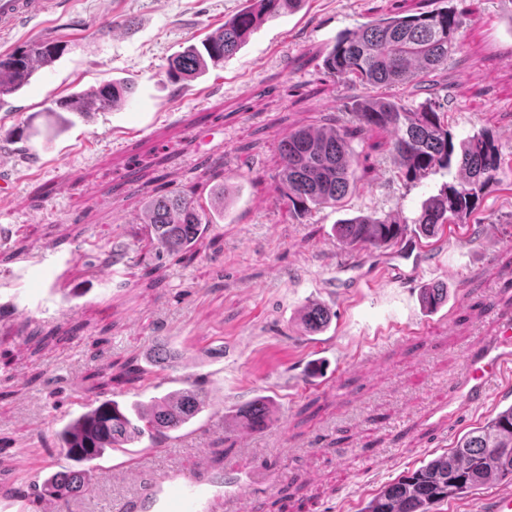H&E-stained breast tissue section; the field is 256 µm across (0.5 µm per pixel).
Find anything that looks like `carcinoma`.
I'll list each match as a JSON object with an SVG mask.
<instances>
[{
  "mask_svg": "<svg viewBox=\"0 0 512 512\" xmlns=\"http://www.w3.org/2000/svg\"><path fill=\"white\" fill-rule=\"evenodd\" d=\"M244 2L246 6L200 44L189 45L168 59L165 75L169 81L192 79L206 70L208 63L224 62L265 19L291 9L300 0ZM464 25L463 13L444 8L372 21L336 39L323 59L324 73L373 90L375 95L363 99L342 125L333 118L328 126L295 129L280 141L277 190L295 213L334 207L348 195L365 173L352 148L353 138L374 127L391 132L392 161L407 181L456 165V180L427 201L413 220L418 235L431 238L447 224L465 223L486 189L499 180L504 159L488 131L455 145L448 113L439 100L444 85L438 75L459 50ZM61 50L59 42L44 40L0 55V106L28 85L40 67L52 64ZM399 86L421 92L424 101L411 109L385 95V90ZM130 95V87L108 81L56 102L48 115L59 118L63 112L105 111ZM147 217L159 254L189 253L194 238L210 225L193 196L185 192L154 198ZM336 231L348 244L377 247L397 242L405 226L388 216L365 215L337 224ZM446 297L447 289L439 283L423 291L424 301L433 308ZM302 320L307 331L319 332L328 326L331 314L313 303L303 310ZM204 405L205 395L194 384L155 397L148 404L126 407L106 398L63 427L58 433L60 448L68 458L88 463L145 436L159 445L170 433L192 423ZM240 417L251 430L265 429L267 403L255 400L240 411ZM504 479H512V405L468 431L448 451L382 487L362 512H431L441 502ZM90 481L89 470L67 469L46 479L43 489L65 506L73 497L89 492Z\"/></svg>",
  "mask_w": 512,
  "mask_h": 512,
  "instance_id": "1",
  "label": "carcinoma"
}]
</instances>
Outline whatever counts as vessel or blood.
<instances>
[{
    "label": "vessel or blood",
    "instance_id": "1",
    "mask_svg": "<svg viewBox=\"0 0 512 512\" xmlns=\"http://www.w3.org/2000/svg\"><path fill=\"white\" fill-rule=\"evenodd\" d=\"M52 6V0H0V30H9L18 18L38 16ZM500 323L499 336L470 357L459 387V404L448 410L449 422H456L471 405L486 402L490 383L512 370V317L501 316ZM265 483L264 470L255 469L249 495L235 493L220 500L202 476L169 480L153 475L145 480L140 495L119 504L116 512H255L253 498Z\"/></svg>",
    "mask_w": 512,
    "mask_h": 512
}]
</instances>
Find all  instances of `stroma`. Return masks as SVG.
<instances>
[{"label": "stroma", "instance_id": "obj_1", "mask_svg": "<svg viewBox=\"0 0 512 512\" xmlns=\"http://www.w3.org/2000/svg\"><path fill=\"white\" fill-rule=\"evenodd\" d=\"M55 10L0 34V54L39 40L65 51L0 108V506L42 512V483L71 468L58 434L95 400L90 371L140 380L116 390L131 404L198 381L206 407L161 447L142 439L89 462L91 492L69 512H114L139 492V472L246 478L264 465L267 512H361L383 486L512 405V378L493 385L456 425L468 359L512 313V170L488 187L467 223L433 238L360 249L336 234L343 220L380 214L412 222L457 177L439 169L405 181L388 150L361 141L370 174L342 204L298 216L275 190L278 145L323 126L367 97L327 77L338 33L411 12L396 0H301L267 19L233 57L173 84L166 59L200 43L243 0H57ZM428 10L472 12L448 63V125L455 140L491 131L512 160V0H424ZM120 80L132 96L116 109L74 115L63 132L46 110L72 93ZM41 135H31V128ZM188 191L217 224L195 259L156 257L148 202ZM122 253L105 268L99 247ZM402 277H394V269ZM448 286L426 310L422 288ZM330 308L328 328L305 331L301 310ZM56 332L38 342L32 330ZM164 342L170 360L149 354ZM270 401V423L244 432L237 410Z\"/></svg>", "mask_w": 512, "mask_h": 512}]
</instances>
